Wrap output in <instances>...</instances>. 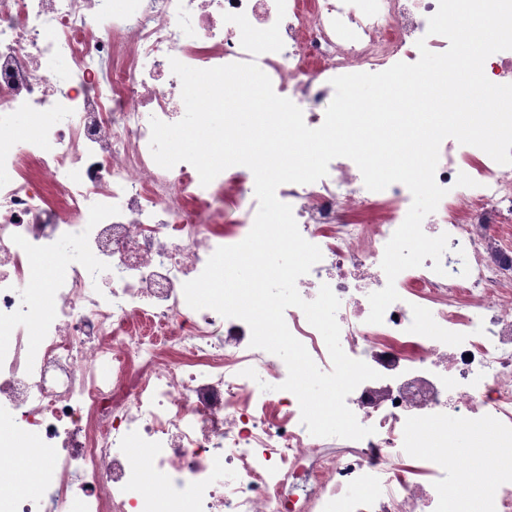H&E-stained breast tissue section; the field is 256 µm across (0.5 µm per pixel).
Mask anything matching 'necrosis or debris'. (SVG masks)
Instances as JSON below:
<instances>
[{
	"mask_svg": "<svg viewBox=\"0 0 512 512\" xmlns=\"http://www.w3.org/2000/svg\"><path fill=\"white\" fill-rule=\"evenodd\" d=\"M438 0H0V512H512V165L445 139L447 193L422 223L450 237L441 259L401 272L380 324L369 294L412 194L368 190L358 166L287 183L302 236L322 258L296 287L340 300V343L378 379L347 401L360 440L316 437L281 390L283 360L251 347L248 325L188 306L183 285L241 242L258 201L250 169L202 185L160 167L151 118L180 121L171 59L199 69L255 62L275 93L320 127L332 78L413 63ZM194 30L185 42V30ZM66 61L65 78L55 66ZM35 112L26 136L11 122ZM54 258L41 287L32 265ZM320 370V332L287 308ZM254 369L256 378L245 377ZM488 434L479 503L459 492L470 458L453 423ZM430 426L426 446L417 427ZM140 456H133V449ZM38 461L40 496L9 480Z\"/></svg>",
	"mask_w": 512,
	"mask_h": 512,
	"instance_id": "4bbe7bcc",
	"label": "necrosis or debris"
}]
</instances>
